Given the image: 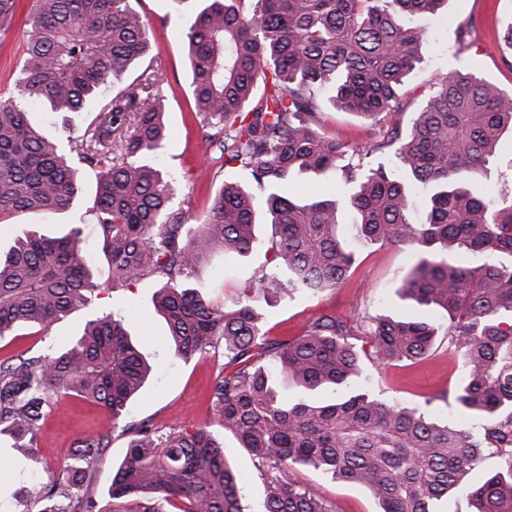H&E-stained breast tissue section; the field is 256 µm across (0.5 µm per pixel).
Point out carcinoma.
<instances>
[{
  "label": "carcinoma",
  "mask_w": 512,
  "mask_h": 512,
  "mask_svg": "<svg viewBox=\"0 0 512 512\" xmlns=\"http://www.w3.org/2000/svg\"><path fill=\"white\" fill-rule=\"evenodd\" d=\"M446 4L201 0L186 48L202 143L208 155L219 145L223 166L245 169L263 199L224 183L199 234L186 229L191 214L170 207V186L152 163L167 137L162 76L104 94L148 53L141 15L128 0L32 4L18 96L62 116L95 97L101 103L67 153L14 97H0V223L74 205L79 169L71 154L99 170L93 211L112 278L162 279L152 305L174 357L224 348L211 405L218 425L257 460L264 512H334L289 478L298 466L367 488L379 512H438L448 498L465 502L466 512H512V196L498 198L472 178L512 132V94L475 72L453 71L432 82L411 126L402 125L405 83L427 38L406 19L437 17ZM16 9L17 0H0V29ZM326 105L377 126V139L355 147L321 132ZM386 149V161L360 162ZM330 171L345 180L340 198L288 190L296 172ZM419 201L425 219L413 224ZM342 210L354 213L360 243L418 253L398 288L412 316L325 313L303 334L277 340L262 330L250 299L215 306L187 285L214 249L247 256L263 218L275 229L273 263L248 292L290 298L336 288L355 262L337 232ZM91 287L92 262L78 235L29 232L0 250V340L86 307ZM435 311L447 321H435ZM129 326L105 314L59 350L0 361V437L15 457L38 462L41 422L55 397L92 400L114 420L124 414L151 371ZM439 336L460 368L456 402L471 426L379 399L361 384L362 359L379 368L415 364ZM282 382L300 394L282 393ZM133 430L112 499L159 496L177 512H244L236 472L209 426L168 432L143 421ZM110 441L108 431L82 439L69 461L23 484L20 512H95L86 476ZM487 452L506 469L477 480L473 470Z\"/></svg>",
  "instance_id": "1"
}]
</instances>
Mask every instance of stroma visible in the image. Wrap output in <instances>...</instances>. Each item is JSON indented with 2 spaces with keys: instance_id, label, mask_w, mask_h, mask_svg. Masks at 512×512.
I'll return each instance as SVG.
<instances>
[{
  "instance_id": "obj_1",
  "label": "stroma",
  "mask_w": 512,
  "mask_h": 512,
  "mask_svg": "<svg viewBox=\"0 0 512 512\" xmlns=\"http://www.w3.org/2000/svg\"><path fill=\"white\" fill-rule=\"evenodd\" d=\"M130 4L145 22L151 48L144 62L137 64L127 79L135 81L149 64L163 69L162 89L169 102L166 121L170 137L158 151L155 163L170 183L171 208L188 211L200 222L206 216L209 198L224 182L245 184L249 177L245 170L208 164L201 156L202 131L194 111L184 43L199 3L198 0H130ZM31 6L32 0H20L11 26L0 30V95L16 92L15 80L31 33L27 23ZM444 12L448 21L443 25L433 24L422 49V61L408 77L407 87L428 84L437 75L451 70H472L512 93V50L503 44L504 30L512 23V0H448ZM465 23L471 24L472 29L465 48L461 49L457 46V27ZM96 115L97 106L92 103L85 111L70 114L64 120L43 104L32 109L30 118L34 125L64 144L81 136ZM320 129L348 139L356 146L374 139L373 131L365 128L356 115L330 107L320 115ZM80 171L82 193L73 208L61 213H23L13 217L0 224V247L8 248L14 239L34 229L51 237L78 231L84 247L94 256L95 288L90 304L47 329L15 330L0 340V360L57 350L71 341L87 320L111 312L133 315V339L153 371L141 392L129 402L126 415L116 421L91 401L72 396L59 398L48 409L40 428L41 461L47 466H57L67 461L78 440L110 431L111 444L99 456L90 483L96 512H112L107 490L112 482L113 466L126 453L130 425L147 421L160 429L190 430L208 424L224 441L225 454L238 474L251 512H261L264 484L254 459L230 433L217 426L211 408V387L224 363L223 352L213 351L186 362L171 355L168 326L153 312L150 303L162 282L153 276L113 281L111 268L101 251L96 220L90 211L97 172L85 165ZM271 237V226L261 224L256 228V242L247 257L230 263L222 251L211 253L196 276V283L206 298L228 306L242 299L249 282L272 257ZM415 261L410 248L380 244L358 248L351 276L344 286L318 294L299 293L280 302L257 300L263 326L270 329L272 337L288 338L299 334L310 320L324 313L359 318L402 312L396 289ZM365 371L373 390L382 398H396L420 406L443 419L462 418L454 401L458 370L448 359L447 343H438L424 362L382 368L369 364ZM293 477L317 496L332 502L335 512H377V502L366 488L335 482L302 468L294 470Z\"/></svg>"
}]
</instances>
